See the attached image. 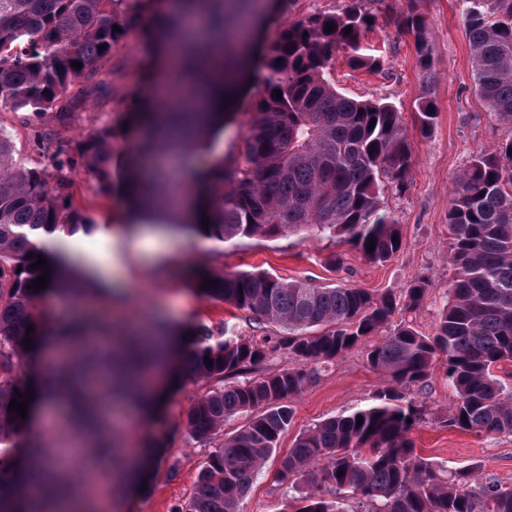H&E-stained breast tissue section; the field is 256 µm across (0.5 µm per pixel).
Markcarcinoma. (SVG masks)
Segmentation results:
<instances>
[{"instance_id":"1","label":"carcinoma","mask_w":512,"mask_h":512,"mask_svg":"<svg viewBox=\"0 0 512 512\" xmlns=\"http://www.w3.org/2000/svg\"><path fill=\"white\" fill-rule=\"evenodd\" d=\"M184 10L176 28L145 33L142 53L159 50L174 33L189 57L205 52L207 67L186 66L159 75V87L183 86L192 93L210 72L243 64L252 42L225 34L233 14L251 12L255 0H177ZM471 48L474 91L507 128H512V0H463ZM160 0H0V112L43 117L75 112L92 103L95 112L112 106V121L64 148L50 130L35 134L34 155L16 157L12 138L0 128V470L9 466L23 419L9 410L16 392L28 390L23 369L37 341L42 315L40 291L28 286L43 270L32 268L42 254L37 234H73L92 227L77 204L76 180L88 173L103 192L117 174L139 200L163 201L171 177L157 163L162 153H188L202 132L188 125L189 113L155 99L154 111L131 112L111 100L106 78L112 50L145 25ZM195 18L223 34L205 45L185 26ZM373 15L363 0H350L341 13L312 14L280 28L264 46L254 112L241 143L198 173L207 191L208 229L182 224L220 241L255 235L340 237L373 263L401 248L399 226L382 202L384 183L408 188L411 162L402 113L389 103L360 100L340 92L330 78L336 52L351 69L376 70L381 62L361 45ZM335 30H325L327 25ZM119 26L120 31L113 30ZM351 33H345L346 27ZM404 26L417 42L422 71L433 68L424 37L426 17L411 8ZM104 50H99V47ZM282 63H277V60ZM82 67H72V62ZM282 98L273 97V90ZM436 118L433 99L418 102L420 130ZM374 127H369L371 121ZM454 280L450 300L439 312L432 335L394 324L398 308L417 310L431 280L420 275L399 297L374 295L353 285H315L265 272L226 273L202 269L215 285L202 293L279 327L273 336H241L224 327L197 329L188 369L199 381H215L179 422L184 436L205 444L228 420H248L209 453L193 494L172 512H240L243 499L293 418V398L310 379L306 367L323 366L366 344L371 369L382 376L372 401L323 420L300 433L280 462L277 482L288 492L286 512H350L346 497L378 504L376 512H512V485L478 481L477 468L447 472L421 456L411 437L426 418L412 390L427 385L435 361L446 364L456 403L441 424L463 431L512 434V390L495 367L512 362V134L498 154L471 157L455 184L448 210ZM397 241H392V238ZM375 243L369 250V243ZM55 284L87 294L91 283L72 266L59 269ZM34 331L27 332L28 327ZM50 335L70 354L57 375L46 376L47 393L81 402L96 417L101 444L66 461L72 470L91 468L106 479L122 466L110 435L106 404L116 400L115 380L123 370L138 383L153 361L154 337H137L112 320H68ZM283 353L289 366L239 380L271 356ZM212 365H206V359ZM363 418L357 424V418ZM51 438L29 449L36 465L22 483L26 498H44L56 466L46 459Z\"/></svg>"}]
</instances>
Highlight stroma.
<instances>
[{
    "mask_svg": "<svg viewBox=\"0 0 512 512\" xmlns=\"http://www.w3.org/2000/svg\"><path fill=\"white\" fill-rule=\"evenodd\" d=\"M347 3L284 0L281 12L267 23L264 36L272 38L279 28L313 13L341 11ZM366 6L374 14L375 23L362 44L380 57L382 67L375 72L350 69L345 52L340 51L332 77L344 94L391 103L404 117L412 151L409 187L401 194L386 192L384 198L387 212L401 229L400 250L389 261L374 264L352 246L325 236L258 235L222 242L177 230L164 237L169 256L162 262L152 251L137 246L138 236L155 234L156 229L143 224L137 232H130L126 225L129 203L124 192L116 189L101 193L90 176L79 174V196L93 227L73 234L72 243L80 252L112 254L121 260L124 269L113 273L110 286L114 296L125 297L130 318H140L147 309H160L176 329L204 323L215 329L227 324L245 336L271 333L270 324H257L252 314L191 287L186 270L196 264L228 273L263 271L287 280L349 284L375 294L401 293L417 276L425 275L432 282L428 296L406 320L419 333H433L454 274L448 260V208L456 178L473 154H497L507 128L473 90L461 0H421L416 5L426 17V37L435 57L434 68L428 73L419 68L415 39L402 24L404 14L414 6L411 0H367ZM140 40V33H133L125 46L112 53V95L131 109L140 102ZM425 95L433 99L437 118L431 131L423 135L419 132L416 103ZM253 101L250 95L240 99L236 122L210 135L206 149L196 158L198 166H206L235 149ZM380 384V375L369 367L361 346L312 372L302 392L291 402L293 419L279 440L280 453L270 457L257 473L241 502V512H285L287 501L276 481L281 452L288 450L304 430L367 404ZM202 391L200 382L182 374L164 411L150 428L125 429V445L129 448L138 446L149 431L167 441L146 488L128 499L126 512H171L175 503L192 493L212 447L186 439L174 427ZM413 396L428 411L425 421L411 433L423 457L448 470L475 466L481 477L512 485V434L488 435L439 424V415L450 410L456 399L443 367H436L428 386L414 389Z\"/></svg>",
    "mask_w": 512,
    "mask_h": 512,
    "instance_id": "1",
    "label": "stroma"
}]
</instances>
